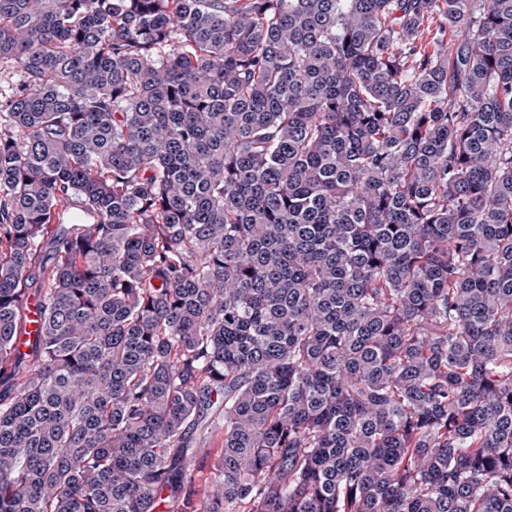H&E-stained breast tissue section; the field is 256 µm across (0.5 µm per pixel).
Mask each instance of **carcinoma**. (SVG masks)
<instances>
[{
    "mask_svg": "<svg viewBox=\"0 0 512 512\" xmlns=\"http://www.w3.org/2000/svg\"><path fill=\"white\" fill-rule=\"evenodd\" d=\"M4 65L0 512H512V0H0Z\"/></svg>",
    "mask_w": 512,
    "mask_h": 512,
    "instance_id": "obj_1",
    "label": "carcinoma"
}]
</instances>
